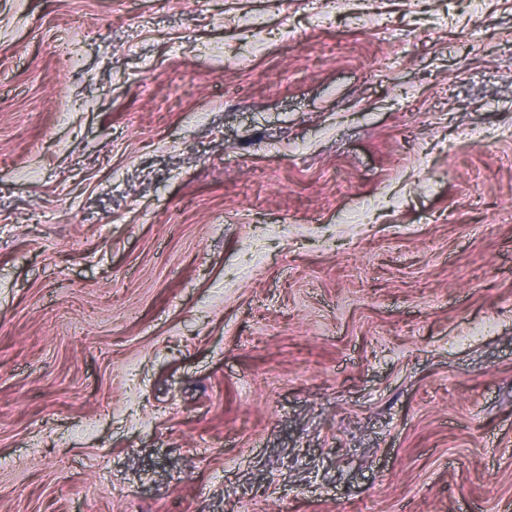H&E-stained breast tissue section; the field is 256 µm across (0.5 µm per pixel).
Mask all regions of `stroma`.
<instances>
[{
    "label": "stroma",
    "mask_w": 512,
    "mask_h": 512,
    "mask_svg": "<svg viewBox=\"0 0 512 512\" xmlns=\"http://www.w3.org/2000/svg\"><path fill=\"white\" fill-rule=\"evenodd\" d=\"M0 512H512V0H0Z\"/></svg>",
    "instance_id": "35a3bbf8"
}]
</instances>
